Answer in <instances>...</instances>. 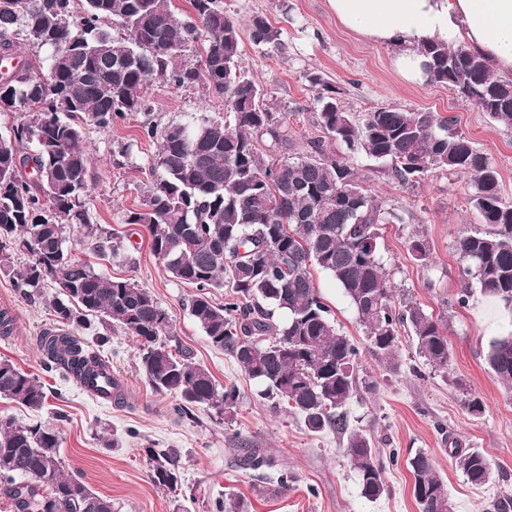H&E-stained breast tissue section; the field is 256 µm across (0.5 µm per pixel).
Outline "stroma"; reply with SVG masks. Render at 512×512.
<instances>
[{"label":"stroma","instance_id":"35a3bbf8","mask_svg":"<svg viewBox=\"0 0 512 512\" xmlns=\"http://www.w3.org/2000/svg\"><path fill=\"white\" fill-rule=\"evenodd\" d=\"M223 2L225 12L241 27L244 72L262 89L270 111L288 116L286 156L297 157L318 140L328 155L346 158L359 169L368 192L395 215L393 223L383 225L380 240L391 286L443 316L447 324V370L425 364L407 328L400 331L395 358L387 363L377 360L364 350L356 312L341 289L324 273L314 274L337 329L363 348L357 391L346 406L348 425L371 437L386 465L388 493L375 501L365 499L356 473L344 459L345 435L309 432L280 400L264 396L262 385L250 379L228 352L210 344L189 313L194 287L176 280L153 255L146 228L122 223V211L140 207L157 178L149 163L158 146L142 139L138 115L111 130L91 128L85 134L90 180L84 206L92 224L123 242L129 260L101 256L93 240L70 225L63 232L65 246L96 272L149 290L172 319V348L191 351L218 387L237 388L235 415L228 420L200 405L178 417L173 411L177 397L155 393L140 371L135 338L117 328L104 330L96 319L78 335L123 381V400L99 403L73 379L46 372L37 338L57 325L50 306L54 290L48 285L43 295L23 298L13 274L22 269L26 257L15 253L8 271H0V303L9 304L16 314L12 334L0 336V359H10L35 375L47 401L37 412L0 398V416L41 421L57 431L66 473L111 498L115 512H216V503L230 494L241 497L249 512H418L408 459L419 451L434 459L454 512H498L499 501H512V391L486 364L491 336L474 313L481 291L464 290L460 277L456 241L462 233L482 228L468 201L471 177L436 169L419 182L398 183L381 162L349 152L324 133L309 76L320 74L336 89L340 107L357 117L383 107L455 117L457 130L496 166L501 197L507 203H512V126L492 122L447 87L405 81L391 64L392 48L341 27L327 0ZM257 15L279 28V46L253 43L248 23ZM147 92L150 119L161 127L225 117L223 103L210 98L200 85L177 88L155 79ZM419 235L431 244L427 268L407 255L409 241ZM104 331L109 343L96 346V336ZM467 393L482 400L481 414L464 408ZM454 442L486 454L492 468L488 484L472 487L455 467L448 453ZM150 448L173 456L178 490L151 482L146 455ZM241 448L261 449L273 458L274 469L263 478L240 470L235 457ZM281 470L288 473L284 487L277 482Z\"/></svg>","mask_w":512,"mask_h":512}]
</instances>
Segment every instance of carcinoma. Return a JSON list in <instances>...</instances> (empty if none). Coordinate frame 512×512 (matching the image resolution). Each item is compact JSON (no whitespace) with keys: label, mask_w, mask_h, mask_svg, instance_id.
I'll list each match as a JSON object with an SVG mask.
<instances>
[{"label":"carcinoma","mask_w":512,"mask_h":512,"mask_svg":"<svg viewBox=\"0 0 512 512\" xmlns=\"http://www.w3.org/2000/svg\"><path fill=\"white\" fill-rule=\"evenodd\" d=\"M171 0H0V112H21L0 136V262L13 252L28 255L15 287L27 297L48 281L58 321L84 328L99 317L138 341V364L160 395L180 398L178 412L207 405L232 417L236 390L219 391L210 371L187 352L169 349L172 320L157 298L128 279L108 278L66 251L63 228L91 224L81 196L89 185L87 127L108 130L137 112L149 111L146 88L162 78L177 88L197 84L224 101L227 121L199 126L149 124L141 133L159 144L153 158L160 176L139 209L122 223L145 226L151 249L179 281L196 293L189 310L211 344L230 353L244 372L278 397L311 432L348 433L345 457L358 475L361 494L375 501L387 493L385 464L369 438L347 432L342 408L358 387L359 350L336 329L314 283L312 269L329 275L357 314L367 347L376 357L396 355L400 328L409 327L416 351L434 369H448L451 350L440 316L389 285L379 257L381 226L391 222L377 197L366 192L347 160L324 155L321 145L281 159L287 118L265 108L261 89L241 65L240 25L222 0H190L195 21L176 16ZM254 43L279 44L280 33L263 16L250 20ZM203 55L186 57L192 40ZM53 50L48 69L20 45ZM427 81L446 85L492 121L512 126V80L498 78L483 57L462 45L430 43ZM324 131L386 165L388 175L410 184L433 169L471 175L469 197L490 232L457 241L465 288L473 286L512 313V205L503 202L499 173L488 155L456 131L451 117L435 112L380 108L362 119L341 110L336 91L310 77ZM411 260L427 264L429 241L408 243ZM227 289L224 304L214 291ZM281 313L284 320L274 321ZM43 365L93 385L103 362L71 333L43 332ZM487 363L512 387V332L493 339ZM0 398L39 409L46 393L38 379L8 359L0 360ZM57 432L40 424L0 417V493L13 512H112V499L65 473ZM450 456L467 481H490V462L475 448ZM153 484L175 489V462L149 450ZM240 468L260 472L272 458L242 448ZM409 466L419 512H453L446 483L432 458L416 453Z\"/></svg>","instance_id":"cac0c4a2"}]
</instances>
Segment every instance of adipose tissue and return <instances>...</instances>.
I'll list each match as a JSON object with an SVG mask.
<instances>
[{
	"label": "adipose tissue",
	"mask_w": 512,
	"mask_h": 512,
	"mask_svg": "<svg viewBox=\"0 0 512 512\" xmlns=\"http://www.w3.org/2000/svg\"><path fill=\"white\" fill-rule=\"evenodd\" d=\"M338 22L394 50L392 65L408 82L425 80L424 44L464 45L512 77V0H327Z\"/></svg>",
	"instance_id": "1"
}]
</instances>
